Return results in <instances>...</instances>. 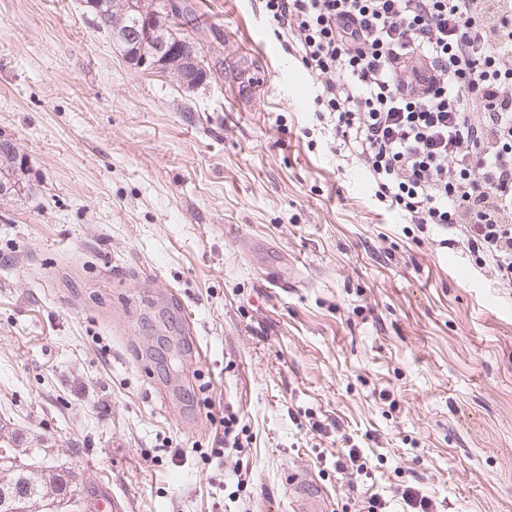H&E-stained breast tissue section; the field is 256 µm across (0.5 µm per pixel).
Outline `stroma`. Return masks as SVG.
I'll return each instance as SVG.
<instances>
[{
    "label": "stroma",
    "instance_id": "1",
    "mask_svg": "<svg viewBox=\"0 0 512 512\" xmlns=\"http://www.w3.org/2000/svg\"><path fill=\"white\" fill-rule=\"evenodd\" d=\"M188 2L224 62L193 91L82 0H0V433L127 512H292L301 466L329 512H512V289L336 155L260 0ZM24 158L17 150L16 146L8 138L0 137V181L13 180L15 185H19L18 180L12 176L15 172L24 170Z\"/></svg>",
    "mask_w": 512,
    "mask_h": 512
}]
</instances>
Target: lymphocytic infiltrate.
Wrapping results in <instances>:
<instances>
[{
  "label": "lymphocytic infiltrate",
  "mask_w": 512,
  "mask_h": 512,
  "mask_svg": "<svg viewBox=\"0 0 512 512\" xmlns=\"http://www.w3.org/2000/svg\"><path fill=\"white\" fill-rule=\"evenodd\" d=\"M339 156L512 288V0H262Z\"/></svg>",
  "instance_id": "f902f5d3"
}]
</instances>
